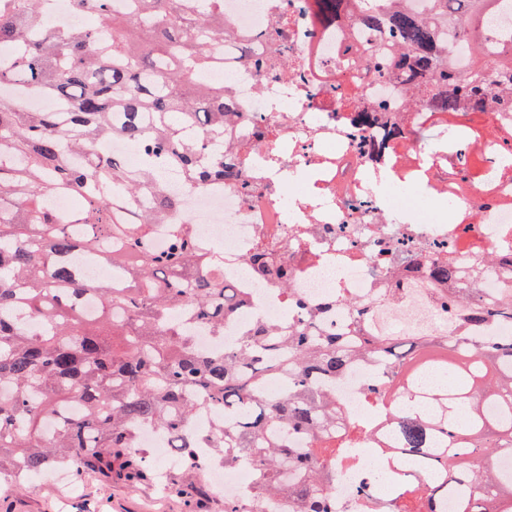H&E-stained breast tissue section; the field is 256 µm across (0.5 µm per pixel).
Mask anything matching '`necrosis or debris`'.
<instances>
[{
  "mask_svg": "<svg viewBox=\"0 0 512 512\" xmlns=\"http://www.w3.org/2000/svg\"><path fill=\"white\" fill-rule=\"evenodd\" d=\"M229 43L248 44V58L225 59L207 79L223 86L238 112L227 123L224 157L243 160L238 184L185 190L177 221L223 250L224 278L250 301L224 326L196 338L199 348L234 346L261 319H296L279 285L325 304V328H361L358 305L372 306L379 332L448 336L445 285L428 280L426 262L451 256L464 273H481L484 297L512 282V113L476 112L460 104L445 117L407 105L401 84L379 76L372 61L387 55L390 35L359 16L322 25L313 0H224ZM404 138L392 139L391 127ZM480 128L478 144L456 140ZM479 149L485 177L467 176ZM426 199L447 205L450 221L421 217ZM263 248L282 258L281 279L255 280L244 261ZM422 263L409 267L408 252ZM380 362L355 360L336 382L346 419L377 418L368 391ZM377 461L339 470L336 512H365L355 487L381 476Z\"/></svg>",
  "mask_w": 512,
  "mask_h": 512,
  "instance_id": "1",
  "label": "necrosis or debris"
}]
</instances>
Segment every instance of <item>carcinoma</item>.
I'll use <instances>...</instances> for the list:
<instances>
[{"mask_svg": "<svg viewBox=\"0 0 512 512\" xmlns=\"http://www.w3.org/2000/svg\"><path fill=\"white\" fill-rule=\"evenodd\" d=\"M43 0H12L0 8V44L21 47L0 64V88L24 81L57 98L62 112L22 107L0 93V476L68 471L117 476L130 488L158 477L143 448L141 425L177 442L186 471L208 461L198 448L224 449V467L253 463L264 481L224 512H335L330 494L336 473L355 463L351 448L367 431L336 419V384L357 357L385 361L370 396L385 415L380 449L387 465L410 461L427 473L391 497L369 480L357 489L370 512H512V472L493 464L512 456V335L469 333L512 324V290L479 300L477 283L455 290L449 302L457 335L359 336L319 327L321 308H303L301 320L253 323L222 351L196 347L194 326L179 310L224 334L248 299L224 282V259L170 222L183 200L169 191L164 167L180 170L191 186L240 180L241 169L210 151L224 141V117L235 101L199 73L215 62L224 42V9L197 15L199 0H69L76 12L93 10L98 29L52 27ZM347 0H315L329 21ZM382 10L361 13L372 28L392 32L418 85L421 100L452 114L466 99L472 108H512V55L487 62L484 15L498 0H431L418 16L410 0H381ZM466 45L472 78L448 69V30ZM138 147L140 164L99 153L103 140ZM56 194L79 198L78 209L56 211ZM169 225V241L152 246L154 227ZM276 259L256 251L247 272L264 280ZM112 271L98 287L88 272ZM430 278H457L453 262L430 267ZM444 372L449 384H419L424 373ZM278 380L283 390L268 394ZM467 408L466 422L458 411ZM224 411V425L208 436L195 417Z\"/></svg>", "mask_w": 512, "mask_h": 512, "instance_id": "cac0c4a2", "label": "carcinoma"}]
</instances>
